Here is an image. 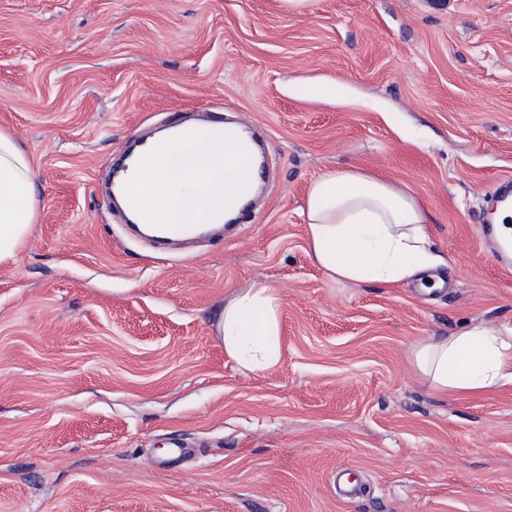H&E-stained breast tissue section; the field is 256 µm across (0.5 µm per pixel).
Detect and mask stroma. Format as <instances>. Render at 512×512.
<instances>
[{
	"label": "stroma",
	"mask_w": 512,
	"mask_h": 512,
	"mask_svg": "<svg viewBox=\"0 0 512 512\" xmlns=\"http://www.w3.org/2000/svg\"><path fill=\"white\" fill-rule=\"evenodd\" d=\"M188 118L263 135L260 192L206 238H128L104 176ZM1 128L40 204L0 266V512H512V383L442 396L409 364L429 337L512 328L476 220L512 178V0H0ZM336 167L416 195L444 287L307 257L305 193ZM258 286L283 354L245 375L219 319Z\"/></svg>",
	"instance_id": "obj_1"
}]
</instances>
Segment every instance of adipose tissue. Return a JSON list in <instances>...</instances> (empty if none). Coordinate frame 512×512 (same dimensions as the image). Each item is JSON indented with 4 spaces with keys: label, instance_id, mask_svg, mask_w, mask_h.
<instances>
[{
    "label": "adipose tissue",
    "instance_id": "obj_1",
    "mask_svg": "<svg viewBox=\"0 0 512 512\" xmlns=\"http://www.w3.org/2000/svg\"><path fill=\"white\" fill-rule=\"evenodd\" d=\"M306 254L339 282L399 285L439 266L430 246L429 213L411 194L364 168H330L308 187L303 206ZM38 217L32 160L0 129V266L14 262ZM224 353L241 372L273 370L281 361L280 300L250 288L224 305ZM413 365L445 394H479L512 382V329L479 323L457 336L419 344Z\"/></svg>",
    "mask_w": 512,
    "mask_h": 512
}]
</instances>
